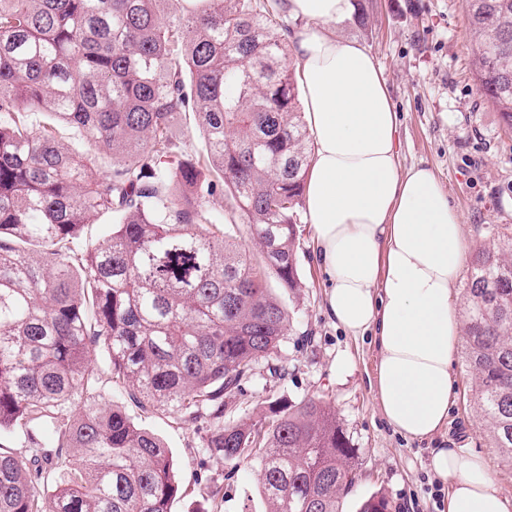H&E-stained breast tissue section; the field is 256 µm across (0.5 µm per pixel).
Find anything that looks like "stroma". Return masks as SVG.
<instances>
[{"instance_id": "35a3bbf8", "label": "stroma", "mask_w": 512, "mask_h": 512, "mask_svg": "<svg viewBox=\"0 0 512 512\" xmlns=\"http://www.w3.org/2000/svg\"><path fill=\"white\" fill-rule=\"evenodd\" d=\"M367 25L349 20L338 36L368 47L382 68L399 115L398 152L403 166L424 163L436 172L472 243L491 240L498 225H512V132L480 95L471 73L474 42L462 0H370ZM313 228L300 227V286L280 291L291 326L269 361L259 362L235 418H255L267 394L291 399L320 395L335 408L353 447L359 479L343 512L377 494L388 512H441L443 487L430 472L432 449L463 445L486 462L502 493L512 498V468L501 463L471 403V374L458 361L448 429L424 442L395 434L381 417L374 394L375 346L353 337L329 316L325 276L313 252ZM346 360L337 372L338 360ZM284 369L272 379L268 367ZM143 427L169 448L181 491L171 512H263L259 472L210 456L206 426L170 416L146 415Z\"/></svg>"}]
</instances>
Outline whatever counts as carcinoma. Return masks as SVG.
Returning <instances> with one entry per match:
<instances>
[{"mask_svg": "<svg viewBox=\"0 0 512 512\" xmlns=\"http://www.w3.org/2000/svg\"><path fill=\"white\" fill-rule=\"evenodd\" d=\"M0 0V512H170L179 479L165 443L89 370L144 413L208 425L206 451L257 465L266 512H343L352 447L322 396L235 412L290 315L269 280L299 287L310 135L287 64L280 0ZM479 93L512 130V0H465ZM51 123L34 126L28 114ZM194 114L205 148L179 153ZM75 130L112 152V171L59 140ZM227 189L231 216L207 198ZM104 212L119 223L73 246ZM464 292L474 410L512 464V227L474 249ZM372 494L359 512H387ZM206 207L216 224L224 223V218H228L235 212L234 203L228 198L227 191H221L210 196L207 199Z\"/></svg>", "mask_w": 512, "mask_h": 512, "instance_id": "1", "label": "carcinoma"}]
</instances>
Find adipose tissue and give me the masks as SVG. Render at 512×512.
Masks as SVG:
<instances>
[{"label": "adipose tissue", "instance_id": "1", "mask_svg": "<svg viewBox=\"0 0 512 512\" xmlns=\"http://www.w3.org/2000/svg\"><path fill=\"white\" fill-rule=\"evenodd\" d=\"M304 21L292 53L312 137L305 205L327 277L326 308L349 334L373 333L380 414L409 441L448 425L465 314L455 285L469 245L434 170L401 167L399 116L383 72L357 41L337 37L353 0H283ZM431 470L446 512H512L484 459L437 448Z\"/></svg>", "mask_w": 512, "mask_h": 512}]
</instances>
